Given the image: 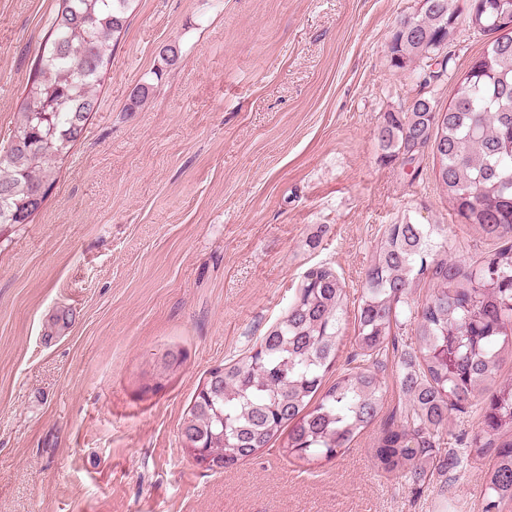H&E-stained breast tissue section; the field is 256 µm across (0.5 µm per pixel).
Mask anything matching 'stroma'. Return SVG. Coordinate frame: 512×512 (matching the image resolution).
Returning a JSON list of instances; mask_svg holds the SVG:
<instances>
[{"mask_svg": "<svg viewBox=\"0 0 512 512\" xmlns=\"http://www.w3.org/2000/svg\"><path fill=\"white\" fill-rule=\"evenodd\" d=\"M417 7L133 0L42 208L0 225V512H483L481 462L414 485L378 469L375 425L307 471L275 442L221 475L182 450L197 389L284 316L309 268L348 294L341 371L386 225H445L458 260L487 251L432 156L380 159L384 112L420 90L387 51ZM57 9L0 0V143ZM142 83L153 94L129 111ZM401 374L389 357L380 420L409 407Z\"/></svg>", "mask_w": 512, "mask_h": 512, "instance_id": "obj_1", "label": "stroma"}]
</instances>
